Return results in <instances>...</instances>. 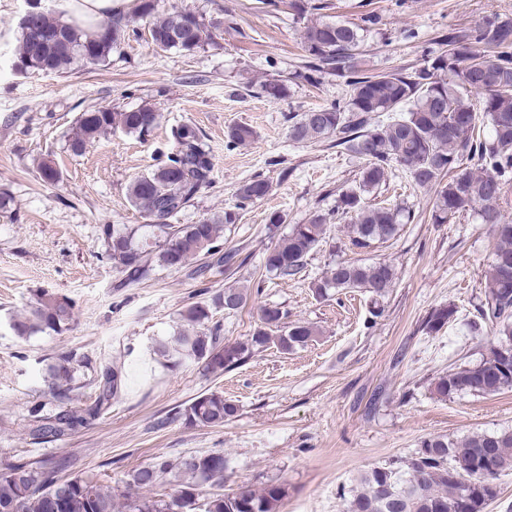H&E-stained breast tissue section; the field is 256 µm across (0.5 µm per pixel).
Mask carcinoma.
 Returning <instances> with one entry per match:
<instances>
[{
	"label": "carcinoma",
	"instance_id": "obj_1",
	"mask_svg": "<svg viewBox=\"0 0 512 512\" xmlns=\"http://www.w3.org/2000/svg\"><path fill=\"white\" fill-rule=\"evenodd\" d=\"M147 26L150 40L161 51L204 50L215 44L218 25L194 10L157 15L156 0H136L127 13H117L84 34L43 8L18 24L17 66L24 71L63 74L77 63L103 66L112 51L138 28ZM42 32L59 35L43 51L32 50ZM303 46L308 54L304 70L295 79L315 81V75L344 79L349 97L342 103L313 108L288 117V137L295 142L336 137L344 147L365 161L356 186L339 197L337 209L350 219L351 244L366 249L393 238L410 215L401 207L373 205L367 195L386 182L389 169L400 166L413 184L433 192L431 219L446 224L455 215L471 211L478 223L489 227L496 238L490 265L488 291L479 308L480 319L498 324V338L489 343L482 359L472 365L448 369L432 383V392L446 399L454 395H497L512 389V221L501 210L505 189L512 182V20L491 18L468 33L454 30L441 36V48L432 52L427 65L373 72L360 58L362 36L358 29L339 21L318 20L304 27ZM273 102L288 95L283 79L260 84ZM474 92L471 104L464 93ZM407 111L385 123L380 114ZM160 113L145 103L124 112L106 106L80 113L75 122L70 149L78 155L87 145L114 129L145 137L159 123ZM231 147L255 138L247 124H234L225 132ZM172 151L150 173L135 179L128 196L151 223L105 224L101 241L112 265L131 281L158 266L179 270L201 262L195 273L230 264L235 255L220 254L218 241L224 225L238 221V210L265 198L270 182L256 176L239 186L238 203L224 214L206 217L196 224H157L185 209L211 182L213 157L199 129L192 124L171 132ZM39 178L49 184L60 181L52 161H37ZM326 217L313 216L306 224H293L280 235L264 256L266 271L281 279L301 272L305 258L324 239ZM209 262H204V259ZM396 272L386 261L358 264L338 261L329 274L313 283L315 294L330 297L336 292H363L372 300L389 293ZM231 297L235 309L246 304L247 292L229 286L213 297L224 305ZM451 306L434 310L426 320L429 331L442 329L454 316ZM74 317V304L66 296L46 291L36 295L31 310L13 319L10 327L19 337L38 332L60 333ZM210 305L194 302L180 313L172 335L153 343V354L166 367L184 362L204 364L221 374L241 366L255 353L274 344L283 352L302 347L316 335L314 326L288 324V312L278 306L263 307V327L244 341L225 343L218 328L210 329ZM83 361L72 353L53 357L48 366V393L62 404L49 417L39 416L29 429L36 443H46L77 430L102 416L112 399L121 393L122 371L109 366L102 374L95 400L78 410L67 403L77 389ZM237 413L233 401L218 391L203 393L176 411L170 420L192 426L221 427ZM493 449L499 472L512 470V429L476 432L454 441L445 436L428 437L408 458L361 474L352 489L347 512H448V506L468 496L470 512H485V489L474 475L480 456ZM228 461L222 452L195 455L181 460L158 458L132 471L130 487L135 493L118 498L112 488L89 475L64 477L39 460H19L0 466V512H279L285 497L280 484H267L258 491L224 486ZM181 477L179 490L171 495L155 489L163 475Z\"/></svg>",
	"mask_w": 512,
	"mask_h": 512
}]
</instances>
